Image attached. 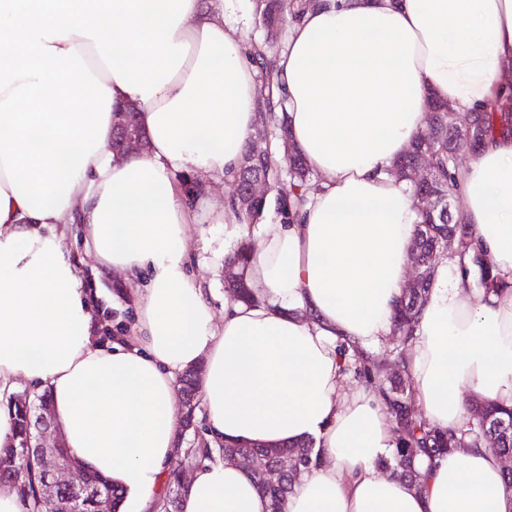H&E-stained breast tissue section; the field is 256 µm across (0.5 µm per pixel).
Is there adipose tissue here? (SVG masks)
<instances>
[{
    "instance_id": "adipose-tissue-1",
    "label": "adipose tissue",
    "mask_w": 512,
    "mask_h": 512,
    "mask_svg": "<svg viewBox=\"0 0 512 512\" xmlns=\"http://www.w3.org/2000/svg\"><path fill=\"white\" fill-rule=\"evenodd\" d=\"M262 0H0V456L18 379L48 393L86 471L125 492L123 512L163 498L179 437L176 376L202 366L209 441L315 438L285 512H512L500 459L454 448L416 463L414 485L380 472L396 444L376 395L349 388L339 342L372 350L404 292L416 212L389 168L428 98L468 113L508 90L512 0H310L289 25L274 80L291 143L318 174L291 223L260 225L247 269L262 302L224 303L215 325L189 267L195 224L245 237L212 184L232 179L258 113L244 39ZM133 104L149 144L115 160V110ZM461 214L492 261L448 252L418 315L411 396L460 430L471 393L512 407V137L456 173ZM81 225L100 274L146 273L136 316L111 337L63 247ZM180 512H269L248 472L198 467Z\"/></svg>"
}]
</instances>
